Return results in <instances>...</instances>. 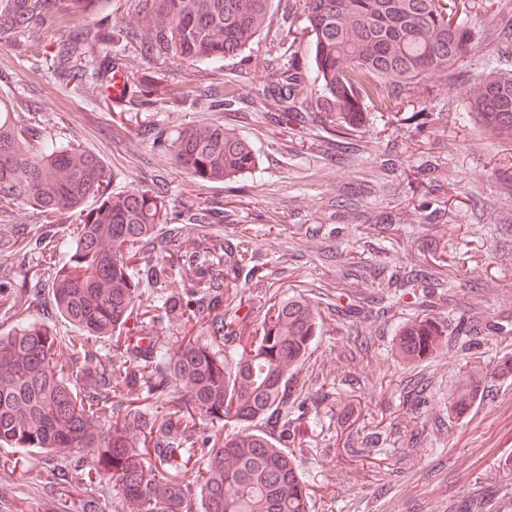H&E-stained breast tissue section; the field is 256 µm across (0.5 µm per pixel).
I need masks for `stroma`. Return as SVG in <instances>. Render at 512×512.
I'll return each instance as SVG.
<instances>
[{"instance_id": "35a3bbf8", "label": "stroma", "mask_w": 512, "mask_h": 512, "mask_svg": "<svg viewBox=\"0 0 512 512\" xmlns=\"http://www.w3.org/2000/svg\"><path fill=\"white\" fill-rule=\"evenodd\" d=\"M469 7L488 34L469 55L471 84L484 64L512 68V50L497 39L512 15L496 0H469ZM271 47L270 36H262L219 73L196 78L236 81L251 97L268 76L263 61ZM0 95L9 96L21 119L35 117L45 136L101 158L113 190L158 183L180 203H221L226 220L182 225L185 243L203 235L229 240L238 225L248 226L265 273L248 283L252 323L261 321L273 293L307 300L320 312V332L293 375L299 404L290 411L308 425L297 468L319 512H512V257L505 254L512 246V177L500 175L501 144L476 121L463 120L458 85L423 83L396 112L364 101L363 123L339 136L312 95L301 129L283 131L259 111L214 112L202 98L148 113L155 133L145 137L124 119L128 103L65 92L38 48L21 53L0 44ZM423 107L430 122L419 129L408 117ZM216 121L253 141L260 166L252 178L203 183L174 166L165 137ZM391 155L402 162L394 174L381 166ZM425 206L438 215L433 224L420 221ZM50 230L57 260L66 261L73 219L50 225L22 207L0 213V237L25 251L8 266L15 296L10 309L0 308V333L40 316L60 339L74 334L51 295L30 290L42 268L37 242ZM438 245L464 259L443 297L392 290L382 312L365 302L370 284L340 280L323 260L335 252L375 268L403 266ZM424 317L443 331V343L431 358L406 360L400 332ZM461 317L473 320L476 344L452 335ZM475 365L493 371L491 387L474 391L460 414L449 415V393ZM371 431L380 441L363 447ZM5 455L0 449V512H55L58 497L43 482V456L26 454L13 466L4 464Z\"/></svg>"}]
</instances>
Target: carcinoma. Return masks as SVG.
Returning <instances> with one entry per match:
<instances>
[{"label":"carcinoma","instance_id":"1","mask_svg":"<svg viewBox=\"0 0 512 512\" xmlns=\"http://www.w3.org/2000/svg\"><path fill=\"white\" fill-rule=\"evenodd\" d=\"M282 0H128L130 20L75 27L73 19L112 0H0V41L25 49L49 30L45 61L59 85L81 95L122 77L120 100L140 109L191 106L207 97L219 112L245 102L235 84L200 87L187 79L175 93L165 75L133 77L125 55L90 58L98 44L125 41L142 59L187 69L223 67L269 31ZM310 48L299 66L266 59L270 82L249 106L288 127L315 82L343 126L367 98L397 107L423 79L444 82L465 65L479 30L467 0H301ZM468 113L512 146V69L485 67L466 94ZM176 168L209 183L253 175V142L222 122L190 126L170 141ZM28 206L48 219L76 214L74 246L59 264L53 235L41 240L44 284L55 310L76 330L61 355L59 337L35 318L0 333V447L46 456L45 484L83 491L80 512H103L96 488L118 495L117 512H314L315 502L286 445H302L301 424L288 419L290 377L318 336L320 315L299 298L270 296L261 323L240 315L249 303L238 280L254 277L249 227L233 242L180 241L172 202L158 185L111 190L104 162L69 143L42 138L0 97V209ZM224 209L200 201L184 207L202 226ZM183 288L167 294L175 280ZM160 290L138 301L142 283ZM420 270L391 269L380 288L419 287ZM177 320L183 336L166 347L156 324ZM107 342L119 370L97 356ZM442 333L429 320L405 327L409 360L427 358ZM146 401L150 410L139 402ZM260 420L267 432L252 426ZM238 425L214 433L202 462L190 465L195 426Z\"/></svg>","mask_w":512,"mask_h":512}]
</instances>
